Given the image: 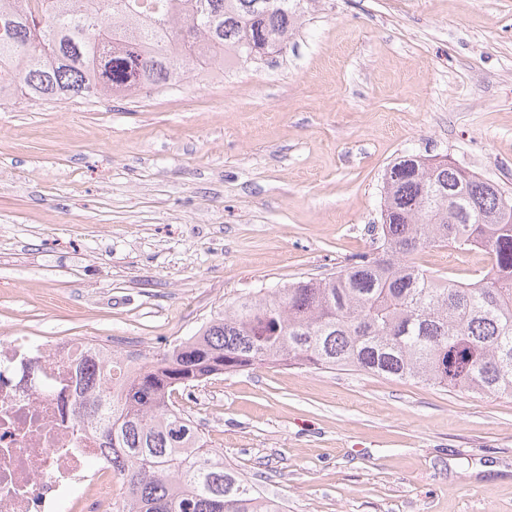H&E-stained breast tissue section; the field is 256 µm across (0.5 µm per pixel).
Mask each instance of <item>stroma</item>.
Masks as SVG:
<instances>
[{
  "instance_id": "obj_1",
  "label": "stroma",
  "mask_w": 512,
  "mask_h": 512,
  "mask_svg": "<svg viewBox=\"0 0 512 512\" xmlns=\"http://www.w3.org/2000/svg\"><path fill=\"white\" fill-rule=\"evenodd\" d=\"M269 63L0 107V331L137 342L373 248L382 177L446 156L512 192V0H304ZM418 263L468 278L484 252ZM176 405L286 512H512V399L268 364Z\"/></svg>"
}]
</instances>
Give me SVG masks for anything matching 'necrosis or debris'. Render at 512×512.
Here are the masks:
<instances>
[{"instance_id":"necrosis-or-debris-1","label":"necrosis or debris","mask_w":512,"mask_h":512,"mask_svg":"<svg viewBox=\"0 0 512 512\" xmlns=\"http://www.w3.org/2000/svg\"><path fill=\"white\" fill-rule=\"evenodd\" d=\"M91 363L128 367L108 340L0 338V512H112L109 460L75 416Z\"/></svg>"}]
</instances>
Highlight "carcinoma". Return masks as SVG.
<instances>
[{
    "label": "carcinoma",
    "instance_id": "carcinoma-1",
    "mask_svg": "<svg viewBox=\"0 0 512 512\" xmlns=\"http://www.w3.org/2000/svg\"><path fill=\"white\" fill-rule=\"evenodd\" d=\"M301 0H0V106L130 97L212 65L287 50ZM379 242L330 277L240 297L112 393L86 366L78 421L98 427L121 481L115 512H281L206 447L176 409L180 387L282 363L351 368L512 397V194L452 161L408 154L386 169ZM481 248L472 282L418 265L433 247Z\"/></svg>",
    "mask_w": 512,
    "mask_h": 512
}]
</instances>
